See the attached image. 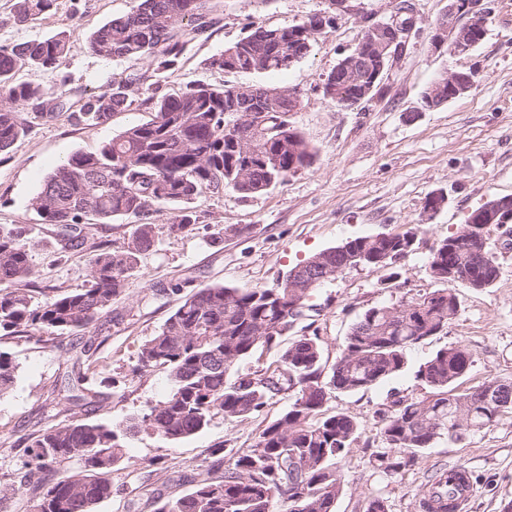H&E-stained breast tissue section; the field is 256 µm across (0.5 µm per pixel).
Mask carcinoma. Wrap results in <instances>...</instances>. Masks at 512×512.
Returning a JSON list of instances; mask_svg holds the SVG:
<instances>
[{"mask_svg": "<svg viewBox=\"0 0 512 512\" xmlns=\"http://www.w3.org/2000/svg\"><path fill=\"white\" fill-rule=\"evenodd\" d=\"M56 0H16V19L26 23L50 11ZM209 0H135L129 13L92 33L91 54L105 60H148L155 81L139 87L142 76L114 78L90 96L79 112L96 123L133 104L151 111L150 120L132 125L95 152L77 151L43 181L31 206L44 223L54 224L69 242L86 243L87 217L109 224L117 217L134 219L124 246L104 241L90 244V285L33 301L32 245L26 229L0 225V333L22 337L31 328L60 337L91 325L109 310L126 288L140 254L152 250L159 228L143 221L153 205L175 211L168 235L191 229L194 203L207 192L233 191L243 197L267 191L311 166L315 149L289 121L288 89L258 86L249 92L255 122L247 142L229 128L228 104L236 86L203 82L174 94H159L160 83L177 70L187 45L215 24ZM317 33L316 21L267 29L259 26L204 61L208 69L269 73L284 71L304 57ZM62 32L41 39L0 46V154L26 132L21 113L52 118L72 109L66 92L55 87L18 82L25 67L55 71L67 56ZM364 73L336 67L327 84L339 89L342 101L361 106ZM420 228L347 240L302 262L310 272L302 288L286 276L275 288L241 289L211 285L198 289L144 342L136 370L165 367L172 382L167 398L128 420L121 430L105 423L75 419L27 438L30 457L24 482L38 498L33 512H96L112 496V471L122 455V440L150 431L177 441L202 431L222 413L245 420L260 412L279 393L293 392V402L267 422L253 448L234 454L228 465L217 459L191 491L163 502L156 512H275L277 499L288 512H335L343 490L341 475L332 468L348 452L361 427L351 416L329 413L325 405L336 393L364 391L398 375L408 350L448 328L460 308L447 287L448 270L455 282L474 290L493 287L501 277L500 263L489 250L479 255L489 229L463 222L431 249L430 277L444 288L399 304L365 310L352 326L339 360L324 374L326 362L317 334L294 337L281 348L274 365L253 376L227 381L228 374L260 347L278 346L307 317L309 299L321 285L328 265L373 267L399 277L397 262L413 250ZM474 363L464 345L444 346L416 371L425 389L417 399H398L377 412L384 444L401 463L442 439L461 442L472 432L493 424L512 410V382L496 377L475 388L460 389ZM16 365L0 351V394L14 383ZM76 460L77 472L57 473Z\"/></svg>", "mask_w": 512, "mask_h": 512, "instance_id": "cac0c4a2", "label": "carcinoma"}]
</instances>
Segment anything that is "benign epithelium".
Wrapping results in <instances>:
<instances>
[{
    "label": "benign epithelium",
    "mask_w": 512,
    "mask_h": 512,
    "mask_svg": "<svg viewBox=\"0 0 512 512\" xmlns=\"http://www.w3.org/2000/svg\"><path fill=\"white\" fill-rule=\"evenodd\" d=\"M488 12L482 7V0H448V5L434 27L430 42L437 52L464 55L471 51L484 34ZM467 22H461V19ZM418 34L417 19L413 7L393 10L380 20H365L362 37L355 50L342 64L361 62L363 66L374 65L371 77L363 86V95H369L376 83L383 80L405 53L412 37ZM477 72L473 69L445 73L431 84L428 96L430 107L456 98L470 91L476 84ZM479 224H496L512 236V204H496L478 212Z\"/></svg>",
    "instance_id": "obj_1"
}]
</instances>
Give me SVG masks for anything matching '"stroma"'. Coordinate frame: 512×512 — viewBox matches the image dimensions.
I'll return each instance as SVG.
<instances>
[{
  "label": "stroma",
  "mask_w": 512,
  "mask_h": 512,
  "mask_svg": "<svg viewBox=\"0 0 512 512\" xmlns=\"http://www.w3.org/2000/svg\"><path fill=\"white\" fill-rule=\"evenodd\" d=\"M396 0H355L357 11L327 20L306 56L288 70L225 74L205 69V58L220 53L251 29L277 28L308 21L327 11V0H211L217 19L207 39L186 48L178 71L161 84L171 93L195 81L213 85H270L297 91L300 106L294 126L316 151L312 165L265 193L241 197L208 193L196 203L191 231L160 234L142 254L125 292L90 327L54 340L40 332L0 338V350L16 366L13 386L0 395V482L13 491L0 496V512H31L36 500L21 483L29 434L74 419L124 427L171 391L168 371L135 372L141 345L153 336L180 303L200 288H274L298 263L347 240L397 233L410 226L422 232L413 252L400 261L401 276L385 287V270L348 269L317 288L310 299L318 312L311 326L324 357L335 362L359 315L370 307L396 304L437 290L428 273L429 248L461 224L465 215L490 199L512 196V0H493L483 40L472 52L453 56L434 52L429 37L448 0H413L420 34L397 65L384 76L382 92L354 110H338L323 94L328 74L356 47L365 18L388 16ZM15 0H0V46L65 33L68 53L61 71L23 68L20 82L64 86L71 101H84L112 78L151 75L148 61H112L92 55L89 36L107 21L125 15L132 0H57L36 21L15 17ZM476 69L469 92L421 112L422 94L442 72ZM27 131L0 155V225L26 226L32 241L36 297L51 289L85 287L90 280L87 248L66 243L55 226L42 223L31 202L48 173L73 152L94 151L131 125L148 120L139 104L115 113L103 124L70 112L53 119L26 113ZM444 192L447 202L435 215L423 211L426 197ZM249 226L245 236L230 228ZM224 240H215L218 230ZM487 247L502 267L500 281L476 291L454 284L457 317L440 335L413 346L404 372L366 391L340 393L328 411L354 417L361 436L336 461L344 489L336 512H365L370 498H383L388 512H420L419 499L439 472L462 464L475 486L466 512H505L512 505V413L471 433L459 444L439 441L398 471L386 470L379 455L384 444L375 413L392 396L417 398L424 389L415 376L419 364L438 348L462 344L474 355L465 384L485 379L512 380V248L498 231ZM88 375L99 399L84 411L68 386ZM288 393L272 397L261 412L241 421L215 415L202 432L170 442L148 432L129 437L112 471V495L97 512H155L158 501L187 492L191 477L213 459L215 449L245 452L264 425L292 402Z\"/></svg>",
  "instance_id": "35a3bbf8"
}]
</instances>
